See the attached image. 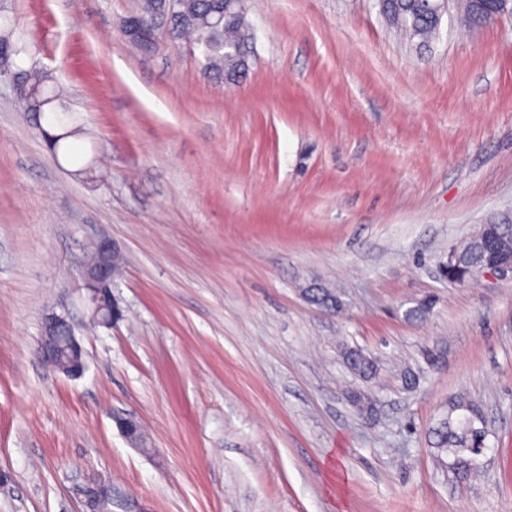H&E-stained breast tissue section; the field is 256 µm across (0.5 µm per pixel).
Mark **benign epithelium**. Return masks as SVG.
I'll use <instances>...</instances> for the list:
<instances>
[{"mask_svg":"<svg viewBox=\"0 0 512 512\" xmlns=\"http://www.w3.org/2000/svg\"><path fill=\"white\" fill-rule=\"evenodd\" d=\"M478 20L468 19L472 26L495 24L505 14L512 15V0H475ZM238 0H224V11L213 16L212 23L224 26L226 22L236 19ZM124 37L143 50L155 47L158 36L165 33L162 28L144 24L138 16L126 17L122 25ZM121 255L115 242L108 238L97 241L87 253L82 267L81 278L85 287V306L92 323L109 318L106 326L110 327L119 315L120 308L114 295L112 285L119 269L115 258ZM512 275V258L495 256L493 264L485 270H479L475 276ZM38 357L57 372L68 378L77 379L86 370L84 351L74 335L72 328L63 315L50 313L44 319L42 336L38 340ZM118 429L134 446H139L145 434L140 423L132 418H117ZM76 494L82 499L85 512H104V507L112 503V487L104 481L88 482L76 488Z\"/></svg>","mask_w":512,"mask_h":512,"instance_id":"1","label":"benign epithelium"}]
</instances>
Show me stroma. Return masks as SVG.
Returning <instances> with one entry per match:
<instances>
[{"mask_svg": "<svg viewBox=\"0 0 512 512\" xmlns=\"http://www.w3.org/2000/svg\"><path fill=\"white\" fill-rule=\"evenodd\" d=\"M138 2H5L83 129L52 155L0 79V512H81L98 477L112 512H512V278L440 276L512 223V17L451 12L420 47L378 0H243L254 56L225 83L189 43H129ZM102 235L124 256L109 329L80 280ZM321 281L341 311L307 301ZM52 308L81 378L35 354ZM460 395L489 430L470 480L428 441ZM348 369L359 379L368 382L378 371L376 364L362 351L348 348L343 354Z\"/></svg>", "mask_w": 512, "mask_h": 512, "instance_id": "1", "label": "stroma"}]
</instances>
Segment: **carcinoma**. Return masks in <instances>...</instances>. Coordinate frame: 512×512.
<instances>
[{"label": "carcinoma", "mask_w": 512, "mask_h": 512, "mask_svg": "<svg viewBox=\"0 0 512 512\" xmlns=\"http://www.w3.org/2000/svg\"><path fill=\"white\" fill-rule=\"evenodd\" d=\"M221 6V0H179L175 10H163L160 0H142L135 14L167 26L172 39L188 38L206 59L205 69L217 79L233 81L238 78L240 54L252 43L253 34L244 14L218 31L210 18ZM381 10L390 22L413 40L425 42L436 35V25L430 13L429 0H380ZM30 55L26 43L16 35L14 26L0 29V72L13 78L18 88L21 111L42 131L54 154L70 149L69 138L79 132L78 117L67 106L63 89L52 76L36 63L25 65L23 57ZM494 237L498 250L512 254V224H485L483 233L471 236L459 247L461 257L448 263L443 276L451 285H464L486 261L481 241ZM311 303L337 310L340 299L327 287L312 288ZM348 369L367 382L378 371L376 364L362 351L348 348L343 354ZM488 428L478 408L459 396L449 401L446 415L430 432L431 447L437 456L447 458L446 465L459 478L474 477V468L487 448Z\"/></svg>", "instance_id": "carcinoma-1"}]
</instances>
